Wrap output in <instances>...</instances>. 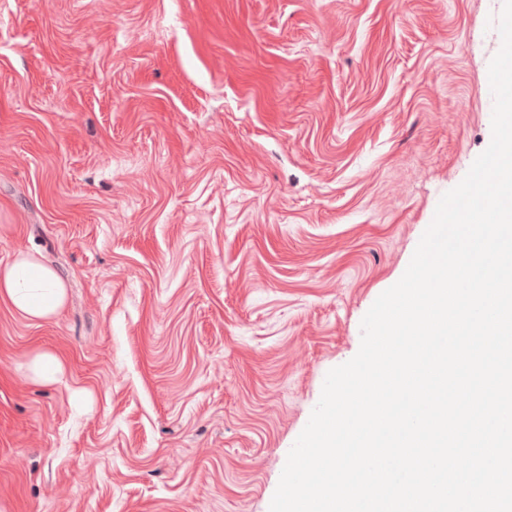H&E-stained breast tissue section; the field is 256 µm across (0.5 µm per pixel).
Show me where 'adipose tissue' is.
I'll list each match as a JSON object with an SVG mask.
<instances>
[{
	"instance_id": "1",
	"label": "adipose tissue",
	"mask_w": 512,
	"mask_h": 512,
	"mask_svg": "<svg viewBox=\"0 0 512 512\" xmlns=\"http://www.w3.org/2000/svg\"><path fill=\"white\" fill-rule=\"evenodd\" d=\"M65 283L30 252L0 262V300L33 323L49 320L63 307Z\"/></svg>"
}]
</instances>
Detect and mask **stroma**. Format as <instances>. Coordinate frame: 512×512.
<instances>
[{"label":"stroma","instance_id":"stroma-1","mask_svg":"<svg viewBox=\"0 0 512 512\" xmlns=\"http://www.w3.org/2000/svg\"><path fill=\"white\" fill-rule=\"evenodd\" d=\"M502 4L0 0V261L67 285L0 301V512H269L491 141ZM67 296L66 284L30 252L0 262V300L32 323L56 315ZM28 369L38 380L54 381L63 372V364L54 354L43 352L31 359Z\"/></svg>","mask_w":512,"mask_h":512}]
</instances>
